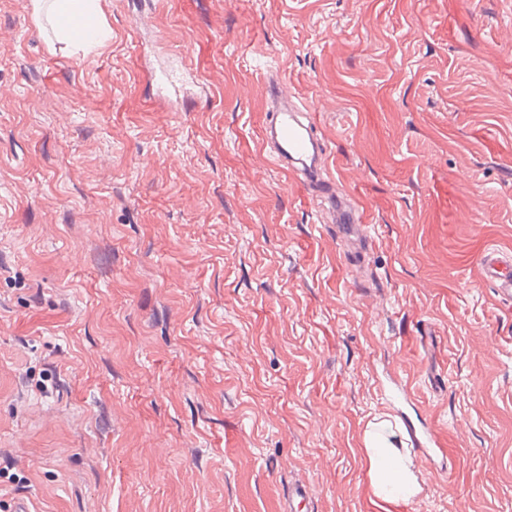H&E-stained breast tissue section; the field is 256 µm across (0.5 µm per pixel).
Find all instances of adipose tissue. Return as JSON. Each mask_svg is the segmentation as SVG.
I'll return each instance as SVG.
<instances>
[{
  "mask_svg": "<svg viewBox=\"0 0 512 512\" xmlns=\"http://www.w3.org/2000/svg\"><path fill=\"white\" fill-rule=\"evenodd\" d=\"M35 20H48L58 39L82 52L103 46L111 38L98 10V0H32ZM389 418L374 417L365 426L363 445L376 493L383 498H412L421 486L411 470L410 458L398 455L390 438Z\"/></svg>",
  "mask_w": 512,
  "mask_h": 512,
  "instance_id": "obj_1",
  "label": "adipose tissue"
}]
</instances>
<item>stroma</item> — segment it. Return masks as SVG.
I'll list each match as a JSON object with an SVG mask.
<instances>
[{
    "mask_svg": "<svg viewBox=\"0 0 512 512\" xmlns=\"http://www.w3.org/2000/svg\"><path fill=\"white\" fill-rule=\"evenodd\" d=\"M99 7L83 54L0 0V512H512V0ZM272 70L365 243L260 156ZM483 280L501 294L512 296V265L504 264L495 250L487 249L481 257ZM389 418L376 416L365 426L363 445L369 473L376 493L385 499L412 498L421 492L417 477L411 470L409 457L397 455L390 436L395 435Z\"/></svg>",
    "mask_w": 512,
    "mask_h": 512,
    "instance_id": "35a3bbf8",
    "label": "stroma"
}]
</instances>
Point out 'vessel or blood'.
Listing matches in <instances>:
<instances>
[{
  "label": "vessel or blood",
  "instance_id": "obj_1",
  "mask_svg": "<svg viewBox=\"0 0 512 512\" xmlns=\"http://www.w3.org/2000/svg\"><path fill=\"white\" fill-rule=\"evenodd\" d=\"M272 109L260 140V150L266 159L296 174L308 184L320 185L328 171L327 158L317 135L315 114L308 105L294 101L281 78L269 83ZM329 207L346 241L361 238L366 227L358 206L348 196L329 195ZM483 279L501 294L512 296V265L504 264L495 250L481 257Z\"/></svg>",
  "mask_w": 512,
  "mask_h": 512
}]
</instances>
